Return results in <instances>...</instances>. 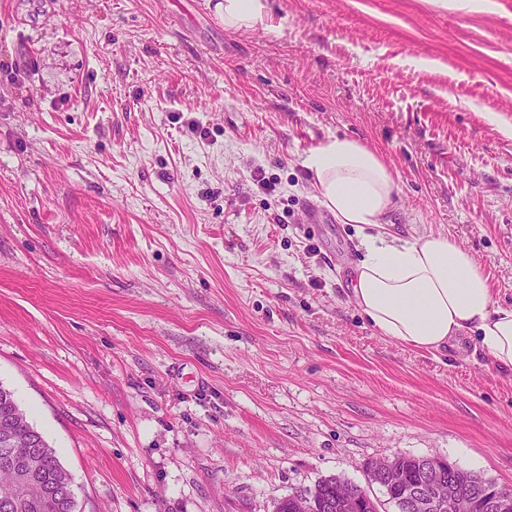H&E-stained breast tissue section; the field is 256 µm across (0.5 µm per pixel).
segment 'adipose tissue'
Masks as SVG:
<instances>
[{
  "label": "adipose tissue",
  "mask_w": 512,
  "mask_h": 512,
  "mask_svg": "<svg viewBox=\"0 0 512 512\" xmlns=\"http://www.w3.org/2000/svg\"><path fill=\"white\" fill-rule=\"evenodd\" d=\"M220 7L225 29L268 26L267 0H221ZM303 165L336 219L364 230L352 299L380 336L428 351L472 336L496 368L512 371V306L494 302L476 256L442 233L402 239L382 232L399 187L376 153L336 135L311 150Z\"/></svg>",
  "instance_id": "obj_1"
}]
</instances>
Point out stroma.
Wrapping results in <instances>:
<instances>
[{"label": "stroma", "instance_id": "obj_1", "mask_svg": "<svg viewBox=\"0 0 512 512\" xmlns=\"http://www.w3.org/2000/svg\"><path fill=\"white\" fill-rule=\"evenodd\" d=\"M216 2L0 0V386L77 512H274L397 454L512 489V374L380 336L303 165L375 150L387 232L511 305L512 0H269L254 31Z\"/></svg>", "mask_w": 512, "mask_h": 512}]
</instances>
